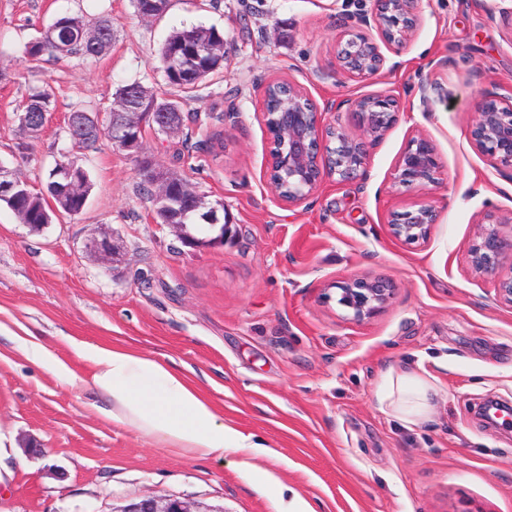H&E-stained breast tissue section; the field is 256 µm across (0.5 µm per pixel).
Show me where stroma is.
Returning <instances> with one entry per match:
<instances>
[{"instance_id": "1", "label": "stroma", "mask_w": 512, "mask_h": 512, "mask_svg": "<svg viewBox=\"0 0 512 512\" xmlns=\"http://www.w3.org/2000/svg\"><path fill=\"white\" fill-rule=\"evenodd\" d=\"M374 0H171L156 18L133 0H0V163L34 189L61 155L93 182L82 214L41 231L0 203V512H114L146 495L216 512H277V492L254 489L234 454L182 457L84 411L76 392L21 354L32 334L57 353L73 337L128 344L183 370L224 421L271 448L257 459L312 512H512V424L479 415L486 399L512 405V303L498 277L476 273L467 249L486 215L512 216V170L470 143L474 104L512 90V0H422L407 45L383 48V69L343 79L345 29L376 35ZM111 17L99 57L25 59V43L59 15ZM224 33V71L207 78L179 133L143 130V148L203 196L223 202V245L183 244L158 223L134 152L100 139L73 152L64 115L106 112L132 81L162 94L159 50L176 30ZM291 80L360 136L339 101L396 100L398 123L368 148L366 175L325 179L296 207L267 182L263 90ZM51 87L56 110L38 138L16 108ZM428 135L439 186L394 181L411 136ZM439 213L423 244L396 239L391 213ZM111 235L118 262L94 248ZM354 276L392 283L395 296L356 321L332 284ZM425 369L438 395L405 428L376 393L389 370Z\"/></svg>"}]
</instances>
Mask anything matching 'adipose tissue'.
Instances as JSON below:
<instances>
[{
    "instance_id": "1",
    "label": "adipose tissue",
    "mask_w": 512,
    "mask_h": 512,
    "mask_svg": "<svg viewBox=\"0 0 512 512\" xmlns=\"http://www.w3.org/2000/svg\"><path fill=\"white\" fill-rule=\"evenodd\" d=\"M26 359L72 386L96 395L88 410L105 423L126 426L181 455H237L243 475L261 487L285 492L278 476L258 471L254 460L270 455L266 445L226 424L213 403L181 370L124 344L69 339L66 355L40 342L22 341ZM429 381L417 373L388 375L378 392L382 410L406 425L431 410Z\"/></svg>"
}]
</instances>
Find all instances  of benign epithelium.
<instances>
[{
  "mask_svg": "<svg viewBox=\"0 0 512 512\" xmlns=\"http://www.w3.org/2000/svg\"><path fill=\"white\" fill-rule=\"evenodd\" d=\"M374 22L382 38L390 45L401 46L410 40L417 26L421 0H375ZM344 76L356 82L377 74L384 58L376 43L364 33L347 32V39L337 52ZM346 110L355 117L362 137L349 136L341 123H324V111L298 84L288 82V105L274 120L268 132L266 161L269 184L276 196L290 206H299L327 178L339 182L361 179L366 174V141L378 140L397 123L396 101L382 96H359L344 100ZM476 115L469 130L475 147L491 157L496 165L512 169V91L500 93L486 90L475 104ZM177 118L169 112H124L112 103V130L122 148L141 152L140 133L144 126L170 132ZM395 182L407 189L441 184V164L431 138L417 134L408 142L395 165ZM439 214L431 205L390 214L388 224L392 235L409 244L428 240ZM507 219L488 218L480 223L475 239L468 249V262L478 273H492L504 263L512 264V236H504L501 224ZM177 238L196 248L224 245L227 224H209L212 235L197 237L186 224L166 222ZM338 304L352 319L372 317L394 297L389 282L367 277H351L336 285ZM116 512H215L199 504L178 499L144 496L120 507Z\"/></svg>",
  "mask_w": 512,
  "mask_h": 512,
  "instance_id": "7a95c632",
  "label": "benign epithelium"
}]
</instances>
